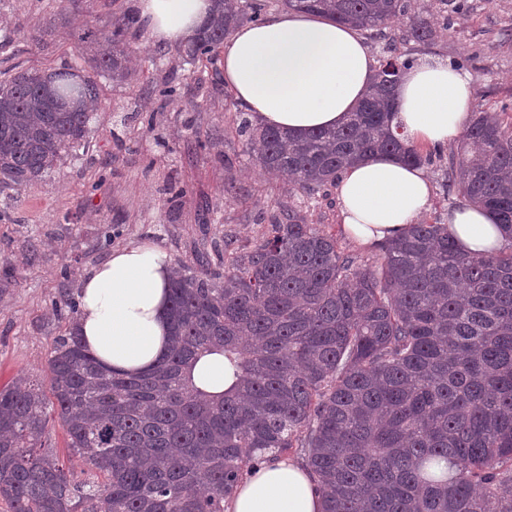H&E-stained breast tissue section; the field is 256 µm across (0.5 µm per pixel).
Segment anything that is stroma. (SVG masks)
<instances>
[{
  "instance_id": "stroma-1",
  "label": "stroma",
  "mask_w": 512,
  "mask_h": 512,
  "mask_svg": "<svg viewBox=\"0 0 512 512\" xmlns=\"http://www.w3.org/2000/svg\"><path fill=\"white\" fill-rule=\"evenodd\" d=\"M64 0H0V37L13 40L0 54V74L15 67L84 66L67 28L41 34ZM435 37L409 42L416 58L465 61L473 111L512 122V0H468L453 29L431 16ZM128 83L98 76L105 112L89 123V144L65 157L22 191H0V387L22 373L43 378L47 358L76 317L57 315L62 296L78 297L80 275L112 250L134 242L164 248L174 265L195 267L201 247L253 243L268 230L259 214L299 203L287 178L266 177L232 134L240 110L214 65L181 64L175 47L131 38ZM186 84L178 97H159L170 79ZM187 187L171 198L170 184ZM309 223L332 234L345 254L371 258L342 232L336 192L307 210Z\"/></svg>"
}]
</instances>
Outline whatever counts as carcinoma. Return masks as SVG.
<instances>
[{
    "instance_id": "1",
    "label": "carcinoma",
    "mask_w": 512,
    "mask_h": 512,
    "mask_svg": "<svg viewBox=\"0 0 512 512\" xmlns=\"http://www.w3.org/2000/svg\"><path fill=\"white\" fill-rule=\"evenodd\" d=\"M179 48L213 63L224 39L272 7L323 14L370 36L408 15L410 0H217ZM445 28L467 0H433ZM64 22L78 56L114 81L138 24ZM430 22L404 37L425 43ZM374 83L346 121L295 137L236 121L235 135L270 175L293 176L307 202L326 196L352 161L396 154L431 165L437 150L392 129L394 91L414 59L385 43ZM94 78L72 67L16 68L0 80V187L46 176L87 143ZM451 155L448 193L485 210L512 237V124L473 115ZM267 219L260 218V221ZM253 245L224 242L174 269L171 346L142 375L102 371L76 332L47 359L48 390L30 376L0 388V499L11 512H225L247 469L295 452L324 512H512V249L462 252L436 218L410 225L371 261L290 207ZM219 352L236 377L211 397L190 368ZM54 407L100 481L72 483L42 447Z\"/></svg>"
}]
</instances>
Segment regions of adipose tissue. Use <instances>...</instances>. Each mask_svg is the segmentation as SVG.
I'll return each mask as SVG.
<instances>
[{
    "label": "adipose tissue",
    "instance_id": "ef3b65f1",
    "mask_svg": "<svg viewBox=\"0 0 512 512\" xmlns=\"http://www.w3.org/2000/svg\"><path fill=\"white\" fill-rule=\"evenodd\" d=\"M212 0H137L148 37L176 43L195 32ZM374 61L354 29L311 15L283 13L246 26L224 47V82L240 107L264 127L305 135L342 125L362 99ZM473 90L466 73L441 60L404 70L396 122L410 143L440 148L462 135ZM343 233L370 249L401 235L429 205L425 167L382 154L348 167L336 183ZM448 230L472 253L512 247L481 209L448 214ZM171 259L148 242L112 251L80 278L75 330L108 373L139 374L169 347ZM227 512H322L317 483L286 458L253 469L228 501Z\"/></svg>",
    "mask_w": 512,
    "mask_h": 512
}]
</instances>
